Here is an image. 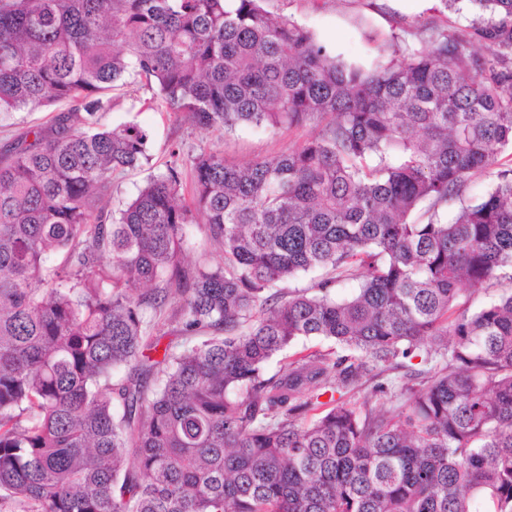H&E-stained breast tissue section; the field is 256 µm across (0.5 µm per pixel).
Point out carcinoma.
Here are the masks:
<instances>
[{"label":"carcinoma","mask_w":512,"mask_h":512,"mask_svg":"<svg viewBox=\"0 0 512 512\" xmlns=\"http://www.w3.org/2000/svg\"><path fill=\"white\" fill-rule=\"evenodd\" d=\"M264 2L0 0V112L74 103L0 162V504L512 512V291L458 310L462 286L512 282V0H467L468 26L395 36L370 67ZM130 75L206 129L316 133L243 166L191 157L192 210L175 160L111 215L112 178L148 142L99 123ZM195 211L219 264L184 260ZM166 305L194 342L153 360ZM425 337L440 362L398 407L318 411L315 392L346 394ZM301 338L349 354L267 374Z\"/></svg>","instance_id":"obj_1"}]
</instances>
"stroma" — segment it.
<instances>
[{"label": "stroma", "instance_id": "obj_1", "mask_svg": "<svg viewBox=\"0 0 512 512\" xmlns=\"http://www.w3.org/2000/svg\"><path fill=\"white\" fill-rule=\"evenodd\" d=\"M266 7L292 16L344 61L364 65L379 60L380 47L388 44L392 35L416 46L422 23L453 30L470 22L468 13L443 11L440 0H267ZM111 96L116 106L103 114L102 126L132 124L149 136L146 160L112 181L110 208L114 211L135 196L151 175L165 171L173 157L183 161L182 196L187 199L193 191L188 157L218 148L228 163L245 165L280 155L314 133L310 125L277 132L243 127L224 136L195 125L184 113L172 111L140 81L114 88ZM68 108V103L60 102L30 112L0 113V158L9 155L15 139L29 127L48 125Z\"/></svg>", "mask_w": 512, "mask_h": 512}]
</instances>
